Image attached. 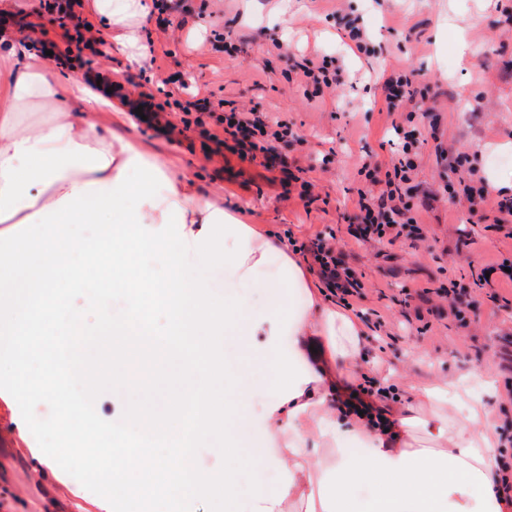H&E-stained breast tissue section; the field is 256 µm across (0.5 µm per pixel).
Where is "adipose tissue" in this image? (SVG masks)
I'll list each match as a JSON object with an SVG mask.
<instances>
[{"label":"adipose tissue","mask_w":512,"mask_h":512,"mask_svg":"<svg viewBox=\"0 0 512 512\" xmlns=\"http://www.w3.org/2000/svg\"><path fill=\"white\" fill-rule=\"evenodd\" d=\"M38 106L56 121L21 129L19 114ZM112 108L107 90L60 81L27 41L0 38V223L29 229L0 250V368L28 389L30 366L45 353L33 342L36 312L65 321L70 375L88 393L111 386L139 443L133 454L113 449L102 499L178 512L200 494L211 512H232L248 439L278 445L269 457L278 481L254 488L249 512H512L503 492L512 454L489 430L487 404L461 382L441 381L417 386L413 403L391 411L384 428L346 407L340 371L359 359L363 321L323 302L283 237L226 213L139 141L105 136ZM132 171L138 183L129 181ZM107 255L113 285L131 290L129 310L88 328L48 296ZM191 260L223 264L233 293L217 299L188 274ZM141 288L167 309V340L145 327ZM251 288L294 294L288 306L254 310ZM135 356L170 388L162 410L127 381ZM216 432L224 435V468L204 474L192 448ZM312 439L327 456L311 460ZM354 446L360 454H351ZM358 482L370 486L367 498L349 495Z\"/></svg>","instance_id":"ef3b65f1"}]
</instances>
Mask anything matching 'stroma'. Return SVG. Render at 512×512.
<instances>
[{
  "mask_svg": "<svg viewBox=\"0 0 512 512\" xmlns=\"http://www.w3.org/2000/svg\"><path fill=\"white\" fill-rule=\"evenodd\" d=\"M136 46L142 65L126 56L96 58L91 70L77 65L75 44L58 41L50 64L66 79L84 75L116 83L134 93L143 117L135 126L106 123L105 129L133 137L181 177L194 180L225 211L246 215L259 230L308 244L316 235H334L345 260L363 276L365 296L354 304L366 334L363 369L407 397L414 383L464 378L472 396L489 404L495 416L512 419L504 398L505 378L498 363L500 336L512 334V304L488 298L474 286L469 255L490 264L512 255V240L487 231L504 195L455 206L430 199V191L458 183L461 174L441 160L438 149L467 156V168L484 179L512 172V0H170L166 25H159L153 0ZM360 18L369 51L349 46L343 22ZM51 15L44 0H14L0 15V28L18 31ZM468 46L459 54L458 42ZM335 59L346 83L314 90L298 64L302 59ZM415 74L424 93L423 108L434 109L438 137L421 150L415 188L409 199L428 232L427 241L401 238L395 244L358 243L350 236L356 190L364 184L362 159L387 166L394 147L387 133L392 121H405L407 106L388 112L383 82L391 72ZM225 110L270 113L292 130L278 144L268 166L240 161L199 127L175 130L151 114L166 86L183 98V85ZM304 167L309 196L285 172ZM457 281L468 287L470 317L481 327L462 328L436 288ZM63 300L83 314L86 325L103 315L124 314L127 302L110 291L96 269L65 289ZM86 423L85 446L125 448L130 439L123 407L102 391L92 409L63 405L46 394L23 395L9 371L0 372V512H138L125 501L103 502L97 484L71 460L78 449L67 434V417ZM51 460L53 472L38 459Z\"/></svg>",
  "mask_w": 512,
  "mask_h": 512,
  "instance_id": "obj_1",
  "label": "stroma"
}]
</instances>
